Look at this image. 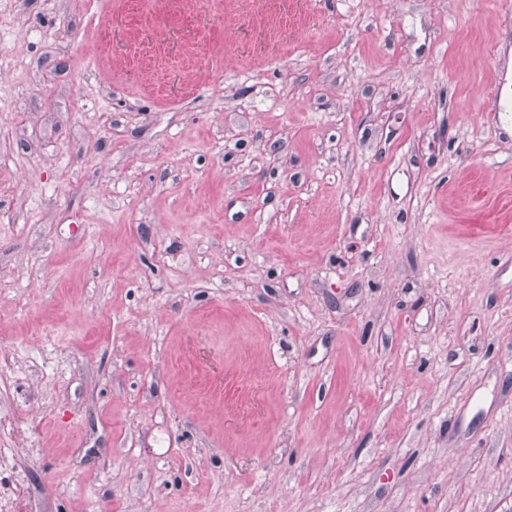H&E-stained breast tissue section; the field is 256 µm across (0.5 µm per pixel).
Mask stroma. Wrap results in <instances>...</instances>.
<instances>
[{"label": "stroma", "mask_w": 512, "mask_h": 512, "mask_svg": "<svg viewBox=\"0 0 512 512\" xmlns=\"http://www.w3.org/2000/svg\"><path fill=\"white\" fill-rule=\"evenodd\" d=\"M512 0H0V512H512Z\"/></svg>", "instance_id": "1"}]
</instances>
